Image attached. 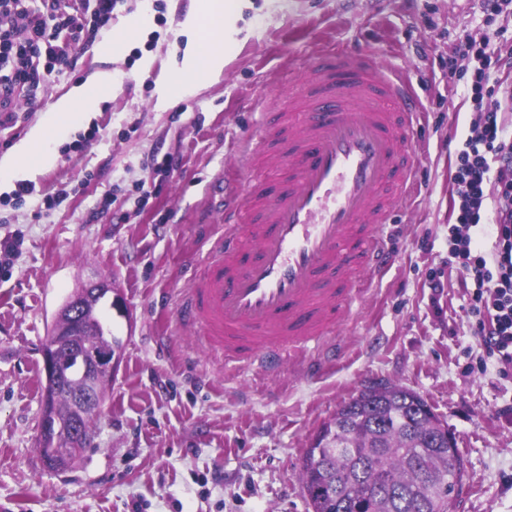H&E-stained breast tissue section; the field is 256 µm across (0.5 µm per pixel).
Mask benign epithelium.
<instances>
[{
	"label": "benign epithelium",
	"instance_id": "benign-epithelium-1",
	"mask_svg": "<svg viewBox=\"0 0 512 512\" xmlns=\"http://www.w3.org/2000/svg\"><path fill=\"white\" fill-rule=\"evenodd\" d=\"M91 298L106 300L112 308H123L122 297L110 282L99 280L78 288L57 312L56 323L39 348L43 396L38 451L44 466L54 472L72 468L95 438L93 430L83 432L81 419L89 410H102V386L112 385L123 359L122 351L116 347H101L90 341L84 309L86 301ZM74 358L80 363L81 386L70 393L68 418L71 440L64 445L58 439L61 430L58 398L62 390L68 389V384L62 378V368Z\"/></svg>",
	"mask_w": 512,
	"mask_h": 512
}]
</instances>
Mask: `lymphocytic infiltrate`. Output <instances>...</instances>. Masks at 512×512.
I'll list each match as a JSON object with an SVG mask.
<instances>
[{
    "mask_svg": "<svg viewBox=\"0 0 512 512\" xmlns=\"http://www.w3.org/2000/svg\"><path fill=\"white\" fill-rule=\"evenodd\" d=\"M91 18L67 11L62 0H42L38 10L27 0H0V126L16 124V100H36L38 89L71 65L84 41L88 21L107 24L119 0H92ZM488 33L463 35L448 52V73L458 63L472 65L466 98L474 117L462 138L453 166L452 224L448 252L472 283L466 316L480 351L475 366L495 368L512 377V128L499 117L512 105V84L500 74L512 70V48L502 43L503 28L495 21L512 13V0H481ZM489 225L495 241L491 252L475 244L472 228Z\"/></svg>",
    "mask_w": 512,
    "mask_h": 512,
    "instance_id": "1",
    "label": "lymphocytic infiltrate"
}]
</instances>
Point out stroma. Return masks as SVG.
Instances as JSON below:
<instances>
[{"mask_svg": "<svg viewBox=\"0 0 512 512\" xmlns=\"http://www.w3.org/2000/svg\"><path fill=\"white\" fill-rule=\"evenodd\" d=\"M193 0H121L91 30L71 66L19 98L17 124L0 128V160L45 111L98 71L112 74L99 111L54 142L25 204L0 191V242L16 248L0 269V512H307L300 461L341 402L382 382L420 394L455 434L463 483L476 495L453 512H512V380L471 370L478 339L464 320V276L448 263L455 147L472 110L465 80L448 77L459 34L484 31L479 0H238L226 24L224 66L192 82L183 70ZM143 23L134 36L125 30ZM121 48L103 58L99 43ZM372 47L402 74L424 115L417 189L385 240L392 264L367 279L313 357L282 361L275 376L222 364L178 329L174 303L188 261L224 208V173L247 170L243 142L256 100L284 95L326 41ZM174 162L170 173L155 161ZM151 195L138 204L136 188ZM439 276L442 291L429 286ZM112 282L123 360L94 443L69 471L36 450L42 404L39 347L66 298Z\"/></svg>", "mask_w": 512, "mask_h": 512, "instance_id": "obj_1", "label": "stroma"}]
</instances>
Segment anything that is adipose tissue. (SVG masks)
Listing matches in <instances>:
<instances>
[{
	"mask_svg": "<svg viewBox=\"0 0 512 512\" xmlns=\"http://www.w3.org/2000/svg\"><path fill=\"white\" fill-rule=\"evenodd\" d=\"M235 9L236 0H197L189 14L188 23L207 32L205 41L192 50L188 59V71L196 78L209 76L223 63L224 18ZM111 85V74L96 73L59 98L17 146L10 165L0 166V187L23 179L36 169L51 166L56 156L49 147L50 142L65 126L77 124L85 114L96 111L102 100L101 89Z\"/></svg>",
	"mask_w": 512,
	"mask_h": 512,
	"instance_id": "obj_1",
	"label": "adipose tissue"
}]
</instances>
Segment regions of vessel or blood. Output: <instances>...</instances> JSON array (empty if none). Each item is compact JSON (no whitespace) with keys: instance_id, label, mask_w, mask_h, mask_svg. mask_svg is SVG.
<instances>
[{"instance_id":"b4317fda","label":"vessel or blood","mask_w":512,"mask_h":512,"mask_svg":"<svg viewBox=\"0 0 512 512\" xmlns=\"http://www.w3.org/2000/svg\"><path fill=\"white\" fill-rule=\"evenodd\" d=\"M419 112L406 79L379 73L371 49L315 50L245 142L260 162L204 241L179 326L211 355L268 371L323 342L364 274L390 261L385 231L421 166Z\"/></svg>"}]
</instances>
